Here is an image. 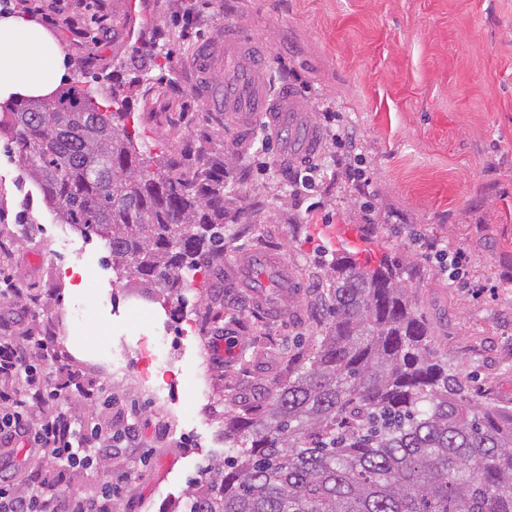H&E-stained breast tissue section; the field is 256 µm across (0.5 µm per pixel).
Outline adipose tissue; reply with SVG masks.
Here are the masks:
<instances>
[{
	"instance_id": "ef3b65f1",
	"label": "adipose tissue",
	"mask_w": 512,
	"mask_h": 512,
	"mask_svg": "<svg viewBox=\"0 0 512 512\" xmlns=\"http://www.w3.org/2000/svg\"><path fill=\"white\" fill-rule=\"evenodd\" d=\"M64 76L61 53L40 24L20 16L0 19V101L47 95Z\"/></svg>"
}]
</instances>
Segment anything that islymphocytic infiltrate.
<instances>
[{
	"label": "lymphocytic infiltrate",
	"instance_id": "1",
	"mask_svg": "<svg viewBox=\"0 0 512 512\" xmlns=\"http://www.w3.org/2000/svg\"><path fill=\"white\" fill-rule=\"evenodd\" d=\"M27 296L0 271V447L24 449L30 468L17 480L13 461L0 463V512H112L118 491L108 481L62 500L44 492L76 474L109 472L114 449L135 452L140 439L136 424H113L111 403L81 370L48 376L45 361L62 356L50 352V340L20 329L14 311Z\"/></svg>",
	"mask_w": 512,
	"mask_h": 512
}]
</instances>
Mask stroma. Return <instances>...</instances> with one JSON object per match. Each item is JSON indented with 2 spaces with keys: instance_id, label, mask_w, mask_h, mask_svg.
<instances>
[{
  "instance_id": "obj_1",
  "label": "stroma",
  "mask_w": 512,
  "mask_h": 512,
  "mask_svg": "<svg viewBox=\"0 0 512 512\" xmlns=\"http://www.w3.org/2000/svg\"><path fill=\"white\" fill-rule=\"evenodd\" d=\"M0 0V18L38 21L61 48L64 85L120 82L151 155L201 149L227 160L224 255L184 297L142 298L104 262L98 237L58 223L25 176L0 127V253L31 297L22 327L63 342L112 396V417L137 413L141 444L118 453L114 512H181L203 467L224 456L225 402H254L288 379V358L311 357L327 320L325 270L338 246L327 226H349L361 262L400 268L432 348L455 364L483 402H512V0ZM268 48L274 84H288L319 140L312 190L295 189L279 159L281 136H242L207 109L193 77L198 49L224 26ZM356 132L353 159L327 151L322 112ZM65 259L54 262L56 241ZM464 248L468 285L449 280L429 246ZM278 253L295 281L287 315L256 308L225 270L247 251ZM86 271L81 293L69 271ZM166 331L164 367L145 366ZM231 340V353L199 340ZM163 389L152 400L141 370Z\"/></svg>"
}]
</instances>
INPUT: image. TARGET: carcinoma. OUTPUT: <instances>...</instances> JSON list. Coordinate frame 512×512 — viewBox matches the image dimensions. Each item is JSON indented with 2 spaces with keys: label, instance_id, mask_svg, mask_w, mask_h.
Instances as JSON below:
<instances>
[{
  "label": "carcinoma",
  "instance_id": "carcinoma-1",
  "mask_svg": "<svg viewBox=\"0 0 512 512\" xmlns=\"http://www.w3.org/2000/svg\"><path fill=\"white\" fill-rule=\"evenodd\" d=\"M112 90L10 105L28 176L62 224L105 241L112 269L176 294L224 255V162L151 169ZM310 363L265 403L232 400L229 448L184 512H512V406L482 404L412 306L393 265L336 254Z\"/></svg>",
  "mask_w": 512,
  "mask_h": 512
}]
</instances>
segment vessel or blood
<instances>
[{
  "label": "vessel or blood",
  "instance_id": "b4317fda",
  "mask_svg": "<svg viewBox=\"0 0 512 512\" xmlns=\"http://www.w3.org/2000/svg\"><path fill=\"white\" fill-rule=\"evenodd\" d=\"M233 64L234 77L224 84L223 97L210 92L213 83L211 70L218 62ZM197 83L213 106L223 107L226 116L235 120L243 134H250L255 117L265 118L271 129L294 126L295 132L285 147L295 160L310 158L316 148V136L300 113L294 94L281 87L270 94L260 63V45L256 38L246 34L229 33L223 42L202 47L196 61ZM228 282L233 286L251 289L258 308L266 313L279 314L292 290L293 278L287 264L270 252L246 253L238 258L229 272Z\"/></svg>",
  "mask_w": 512,
  "mask_h": 512
}]
</instances>
